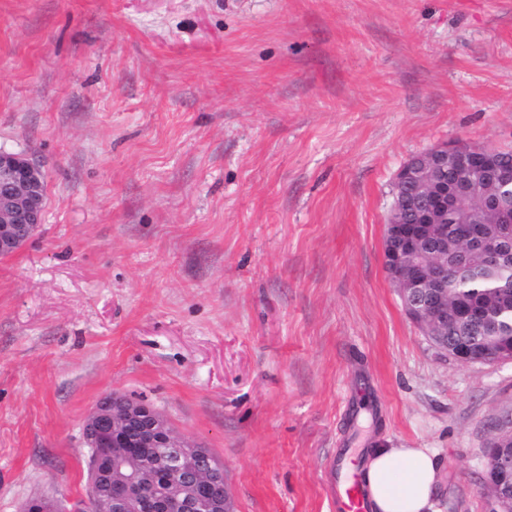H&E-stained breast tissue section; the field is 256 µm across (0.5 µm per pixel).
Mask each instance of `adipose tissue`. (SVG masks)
<instances>
[{
	"instance_id": "obj_1",
	"label": "adipose tissue",
	"mask_w": 512,
	"mask_h": 512,
	"mask_svg": "<svg viewBox=\"0 0 512 512\" xmlns=\"http://www.w3.org/2000/svg\"><path fill=\"white\" fill-rule=\"evenodd\" d=\"M361 478L371 512H440L435 499L440 481L435 449H368Z\"/></svg>"
}]
</instances>
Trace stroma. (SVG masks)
Returning <instances> with one entry per match:
<instances>
[{
    "mask_svg": "<svg viewBox=\"0 0 512 512\" xmlns=\"http://www.w3.org/2000/svg\"><path fill=\"white\" fill-rule=\"evenodd\" d=\"M455 140L512 148V0H0V149L47 196L0 257V512L85 499L113 392L237 512H336L378 444L492 512L512 362L439 354L383 261L395 173Z\"/></svg>",
    "mask_w": 512,
    "mask_h": 512,
    "instance_id": "35a3bbf8",
    "label": "stroma"
}]
</instances>
